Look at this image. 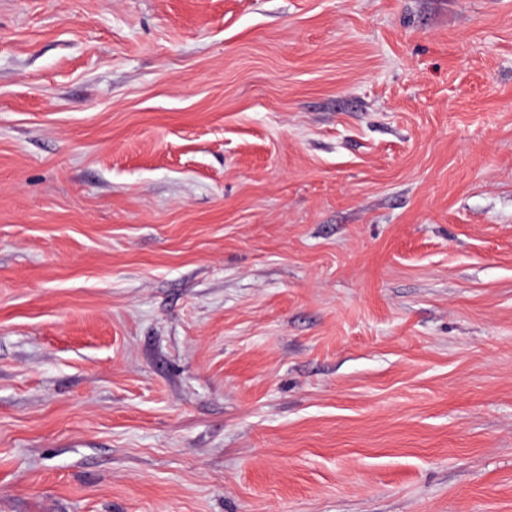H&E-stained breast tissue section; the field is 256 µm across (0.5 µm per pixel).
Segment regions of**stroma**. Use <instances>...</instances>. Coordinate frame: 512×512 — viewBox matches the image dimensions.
Masks as SVG:
<instances>
[{
    "mask_svg": "<svg viewBox=\"0 0 512 512\" xmlns=\"http://www.w3.org/2000/svg\"><path fill=\"white\" fill-rule=\"evenodd\" d=\"M0 512H512V0H0Z\"/></svg>",
    "mask_w": 512,
    "mask_h": 512,
    "instance_id": "1",
    "label": "stroma"
}]
</instances>
